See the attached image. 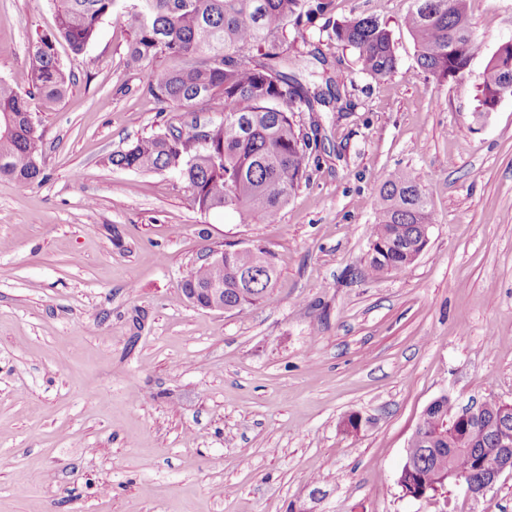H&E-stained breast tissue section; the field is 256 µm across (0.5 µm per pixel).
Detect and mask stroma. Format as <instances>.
Instances as JSON below:
<instances>
[{
  "label": "stroma",
  "mask_w": 512,
  "mask_h": 512,
  "mask_svg": "<svg viewBox=\"0 0 512 512\" xmlns=\"http://www.w3.org/2000/svg\"><path fill=\"white\" fill-rule=\"evenodd\" d=\"M411 5L334 0L330 17L288 24L290 54L326 66L352 106L296 115L318 144L273 224L199 211L176 173L108 164L224 118L215 101L188 112L148 93L172 61L128 64L124 10L81 54L59 44L68 90L31 102L45 178L0 177V512H512L510 473L439 502L397 484L433 400L512 403V94L474 119L512 0H470L482 49L447 82L417 66ZM353 14L387 23L388 77L329 37ZM54 29L53 0H0V79L28 90L31 41ZM397 168L422 178L429 242L368 279L378 178ZM222 246L273 253L276 303L234 314L184 299Z\"/></svg>",
  "instance_id": "stroma-1"
}]
</instances>
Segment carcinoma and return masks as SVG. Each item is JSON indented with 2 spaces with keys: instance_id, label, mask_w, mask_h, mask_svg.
Segmentation results:
<instances>
[{
  "instance_id": "cac0c4a2",
  "label": "carcinoma",
  "mask_w": 512,
  "mask_h": 512,
  "mask_svg": "<svg viewBox=\"0 0 512 512\" xmlns=\"http://www.w3.org/2000/svg\"><path fill=\"white\" fill-rule=\"evenodd\" d=\"M56 31L31 46V84L26 93L0 80V177L22 185L40 180L42 141L30 123L28 99H61L69 77L57 55L64 41L78 55L94 37L103 17L120 0H54ZM333 0H131L125 6L133 31L128 56L133 63L168 56L174 68L155 72L148 92L181 109L218 99L224 119L208 126L210 140L199 141L195 122L142 138L112 153L108 162L139 172L172 171L184 180L201 212L229 210L242 224L256 219L277 221L282 207L305 175L311 137L296 126L297 112H316L342 101L329 77L310 87L288 73L292 61L282 48L283 29L292 21L328 14ZM416 44L418 67L446 81L464 74L480 53L470 22L468 0H412L403 19ZM331 37L351 47L361 70L374 79L391 74L396 53L390 30L368 16H349L331 23ZM260 52L262 60L253 61ZM512 94V41L502 44L482 73L478 113L494 109ZM344 102V101H342ZM350 101L338 107L343 111ZM431 211L420 178L395 169L379 179L373 253L366 272L380 277L414 263V254L430 224ZM277 276L274 255L263 248L226 250L224 262L200 264L182 286L224 285V310L240 313L273 301ZM497 399H485L479 417L448 426L455 415L448 399L423 413L420 439L408 443L415 461L405 478L432 495L443 488L446 467L475 480L495 468L498 451L492 439L501 431L494 417Z\"/></svg>"
}]
</instances>
